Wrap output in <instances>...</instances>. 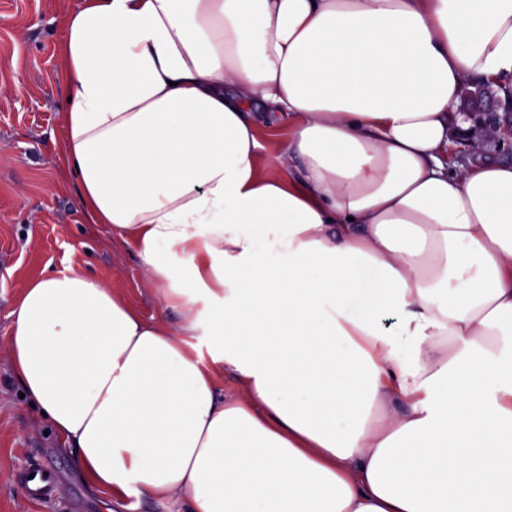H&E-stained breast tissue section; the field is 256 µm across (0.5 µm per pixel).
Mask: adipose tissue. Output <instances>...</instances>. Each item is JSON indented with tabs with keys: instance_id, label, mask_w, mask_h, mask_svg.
Listing matches in <instances>:
<instances>
[{
	"instance_id": "obj_1",
	"label": "adipose tissue",
	"mask_w": 512,
	"mask_h": 512,
	"mask_svg": "<svg viewBox=\"0 0 512 512\" xmlns=\"http://www.w3.org/2000/svg\"><path fill=\"white\" fill-rule=\"evenodd\" d=\"M63 47L67 167L181 316L81 268L18 297L12 371L87 484L512 512V162L445 160L464 83L512 88V0H83Z\"/></svg>"
}]
</instances>
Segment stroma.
I'll list each match as a JSON object with an SVG mask.
<instances>
[{
	"label": "stroma",
	"instance_id": "1",
	"mask_svg": "<svg viewBox=\"0 0 512 512\" xmlns=\"http://www.w3.org/2000/svg\"><path fill=\"white\" fill-rule=\"evenodd\" d=\"M82 0H0V512H105L103 497L83 479L71 445L51 432L21 394L6 340L22 290L34 279L82 267L123 294L148 320L173 325L148 285L132 247L93 223L64 161L66 82L61 51L66 21ZM474 101L460 98V124L449 162L471 166L512 161V150L465 153ZM51 469L54 496L31 500L20 480L32 467Z\"/></svg>",
	"mask_w": 512,
	"mask_h": 512
}]
</instances>
